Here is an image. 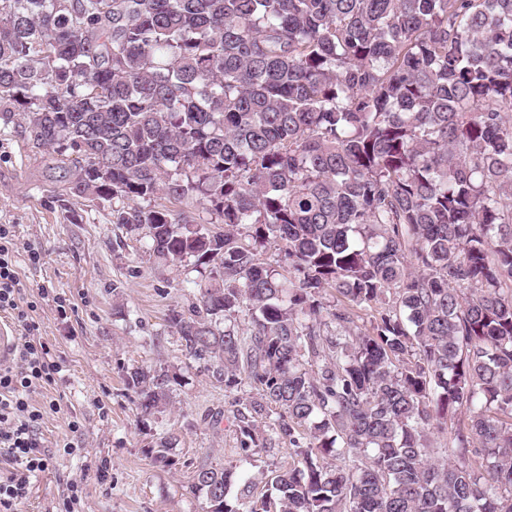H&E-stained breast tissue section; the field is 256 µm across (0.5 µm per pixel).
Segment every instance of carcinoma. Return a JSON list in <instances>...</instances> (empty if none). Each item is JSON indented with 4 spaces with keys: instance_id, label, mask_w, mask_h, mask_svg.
Here are the masks:
<instances>
[{
    "instance_id": "cac0c4a2",
    "label": "carcinoma",
    "mask_w": 512,
    "mask_h": 512,
    "mask_svg": "<svg viewBox=\"0 0 512 512\" xmlns=\"http://www.w3.org/2000/svg\"><path fill=\"white\" fill-rule=\"evenodd\" d=\"M0 119L202 275L167 326L258 388L241 466L292 447L213 512H512V0H0ZM273 453L266 456L265 453L256 457L258 461L254 462V467H246L249 476H258L262 470L274 468L275 466L287 465L290 461L291 446L288 445V440H280L276 443Z\"/></svg>"
}]
</instances>
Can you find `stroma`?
<instances>
[{
	"instance_id": "stroma-1",
	"label": "stroma",
	"mask_w": 512,
	"mask_h": 512,
	"mask_svg": "<svg viewBox=\"0 0 512 512\" xmlns=\"http://www.w3.org/2000/svg\"><path fill=\"white\" fill-rule=\"evenodd\" d=\"M0 224L16 227L15 264L33 288L47 289L37 321L40 334L66 365V382L57 388L58 411L41 424L47 450L68 440L73 455L57 456L34 479L19 512H51L68 492L67 482L84 477L80 512H206L192 489L195 466L225 468L239 463V435L233 425L238 401L254 397L244 384L224 392L211 378L189 366L176 335L166 323L169 310L185 308L197 294L198 272L186 264L156 259L143 234H130L112 221L111 203L67 194L29 148L22 130L0 124ZM42 253L39 266L29 249ZM122 282L113 293V282ZM70 300L60 318L53 296ZM165 366L181 370L186 383L174 387L164 413L142 416L126 370ZM223 413L220 426L210 417ZM82 426L71 432L68 423ZM174 434L169 463L154 459L151 445ZM109 464L99 482L86 467Z\"/></svg>"
}]
</instances>
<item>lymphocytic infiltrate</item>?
Wrapping results in <instances>:
<instances>
[{
	"label": "lymphocytic infiltrate",
	"mask_w": 512,
	"mask_h": 512,
	"mask_svg": "<svg viewBox=\"0 0 512 512\" xmlns=\"http://www.w3.org/2000/svg\"><path fill=\"white\" fill-rule=\"evenodd\" d=\"M15 227L0 224V312L11 316L23 333L7 361L0 363V512H17L29 493L31 479L48 470L51 459L40 436L46 412L56 400L34 396L57 388L66 367L39 333L35 314L39 301L29 299L14 260Z\"/></svg>",
	"instance_id": "lymphocytic-infiltrate-1"
}]
</instances>
